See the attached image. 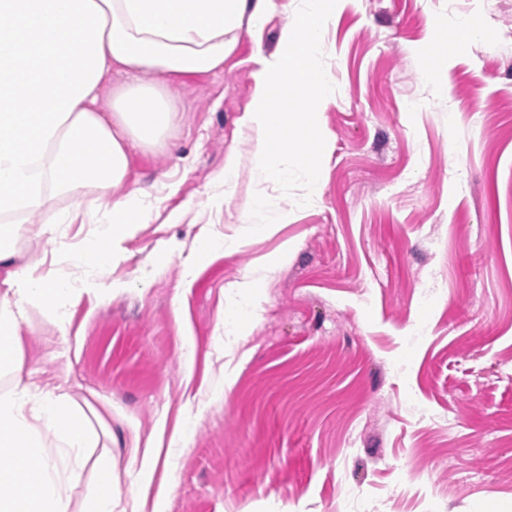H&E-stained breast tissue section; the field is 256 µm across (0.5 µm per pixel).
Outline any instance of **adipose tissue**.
Listing matches in <instances>:
<instances>
[{
    "label": "adipose tissue",
    "mask_w": 512,
    "mask_h": 512,
    "mask_svg": "<svg viewBox=\"0 0 512 512\" xmlns=\"http://www.w3.org/2000/svg\"><path fill=\"white\" fill-rule=\"evenodd\" d=\"M276 0H0V512H114L112 458L89 459L111 440L95 410L64 389L22 382L21 324L32 309L51 317L79 291L16 265L31 232L25 217L47 212L64 224L88 191L125 186L133 148L156 146L175 122L168 76L217 71L240 31L258 34ZM127 76L110 107L100 104L113 73ZM152 74L154 85L140 82ZM69 201L65 211L53 197ZM140 187L113 199L108 222L66 259L93 270L123 255L154 211ZM91 467L92 497L74 505L70 486Z\"/></svg>",
    "instance_id": "adipose-tissue-1"
}]
</instances>
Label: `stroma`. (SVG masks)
I'll return each mask as SVG.
<instances>
[{"mask_svg":"<svg viewBox=\"0 0 512 512\" xmlns=\"http://www.w3.org/2000/svg\"><path fill=\"white\" fill-rule=\"evenodd\" d=\"M277 4L223 70L169 83L176 123L128 177L155 219L65 327L31 311L23 374L106 407L113 496L140 512H512V0H338L306 207L259 183L240 122L299 0ZM460 18L454 54L435 36ZM210 239L239 248L200 257ZM443 33L449 36L451 46L459 53L466 52L476 39V33L463 19L452 22Z\"/></svg>","mask_w":512,"mask_h":512,"instance_id":"obj_1","label":"stroma"}]
</instances>
